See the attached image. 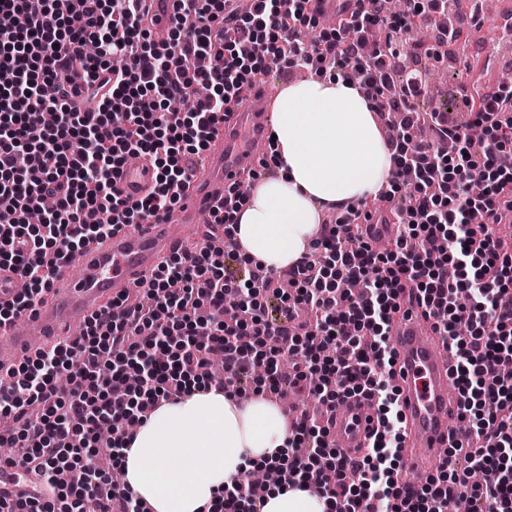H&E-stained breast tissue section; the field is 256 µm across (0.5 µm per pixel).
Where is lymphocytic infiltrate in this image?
Returning <instances> with one entry per match:
<instances>
[{
    "mask_svg": "<svg viewBox=\"0 0 512 512\" xmlns=\"http://www.w3.org/2000/svg\"><path fill=\"white\" fill-rule=\"evenodd\" d=\"M144 0H0V267L26 280L0 302V327L30 310L87 243L173 211L197 157L244 95L271 69L354 79L373 112L404 115L387 143L395 165L374 193L398 224L392 249L362 242V210L348 207L324 222L304 257L286 272L269 270L239 250L202 247L164 259L133 291L94 313L79 336L0 367V444L16 450L6 464L29 475L31 490L14 512H148L108 470L87 468L85 450L122 466L128 423L191 394L187 374L209 375L214 354L225 393L264 396L288 385L314 394L297 411L292 452L271 463L281 487L307 483L314 459L328 456L315 488L336 512H512V84L494 91L461 88L469 124L433 110V136L415 141L416 75L396 81L395 48L366 58L368 29L406 31L416 20L447 14L448 0H355L329 35L310 0H175L173 34L157 46L143 26ZM97 55H89L90 44ZM205 94L193 97L195 88ZM176 97L188 108L171 111ZM96 103L93 112L83 104ZM149 157L158 173L138 202L118 187L131 159ZM424 307L455 355L459 421L476 437L423 484L404 482V415L393 382L397 354L390 326L399 299ZM293 361L282 376V356ZM362 397L378 429L367 452L351 457L329 440L331 414ZM123 428L104 441L102 423ZM467 467L457 470V456Z\"/></svg>",
    "mask_w": 512,
    "mask_h": 512,
    "instance_id": "1",
    "label": "lymphocytic infiltrate"
}]
</instances>
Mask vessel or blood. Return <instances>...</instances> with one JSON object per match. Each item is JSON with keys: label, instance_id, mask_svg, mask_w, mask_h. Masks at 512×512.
Returning <instances> with one entry per match:
<instances>
[{"label": "vessel or blood", "instance_id": "obj_1", "mask_svg": "<svg viewBox=\"0 0 512 512\" xmlns=\"http://www.w3.org/2000/svg\"><path fill=\"white\" fill-rule=\"evenodd\" d=\"M146 2L145 24L152 39L158 43L167 41L174 0ZM272 98V92L255 89L233 112L211 145L204 170L191 178L178 209L164 219L150 220L138 228L92 242L81 257L79 276L63 271L55 274L50 291L36 301L30 312L0 328V365H12L30 354L34 349L33 332H40L48 343L66 340L72 328L132 288L172 254L176 249L173 225L195 223L200 211L223 202L225 186L257 167L266 148ZM120 187L132 202L150 195L155 187L150 159L131 161L120 178ZM388 218V212L383 211L375 214L373 223L363 225L365 240L392 242L396 227L389 224ZM391 339L397 353L395 383L412 436L406 462L423 479L444 462V449L461 442L452 415L458 399L452 384L454 362L445 345L433 340L419 306H410L408 314L396 319ZM376 424L372 406L352 399L337 406L330 437L335 447L357 456L365 450ZM26 487V479L17 470L0 468V501L13 502Z\"/></svg>", "mask_w": 512, "mask_h": 512}]
</instances>
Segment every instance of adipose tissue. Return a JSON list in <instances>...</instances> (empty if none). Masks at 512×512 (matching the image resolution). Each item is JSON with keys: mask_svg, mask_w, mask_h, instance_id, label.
<instances>
[{"mask_svg": "<svg viewBox=\"0 0 512 512\" xmlns=\"http://www.w3.org/2000/svg\"><path fill=\"white\" fill-rule=\"evenodd\" d=\"M271 129L281 174L253 189L234 216V236L246 255L277 271L305 256L320 204L351 203L387 184L391 152L357 85L340 77L286 87ZM288 448L280 407L197 389L139 425L124 481L154 512H205L225 483ZM263 512H327V502L308 488H275Z\"/></svg>", "mask_w": 512, "mask_h": 512, "instance_id": "adipose-tissue-1", "label": "adipose tissue"}]
</instances>
